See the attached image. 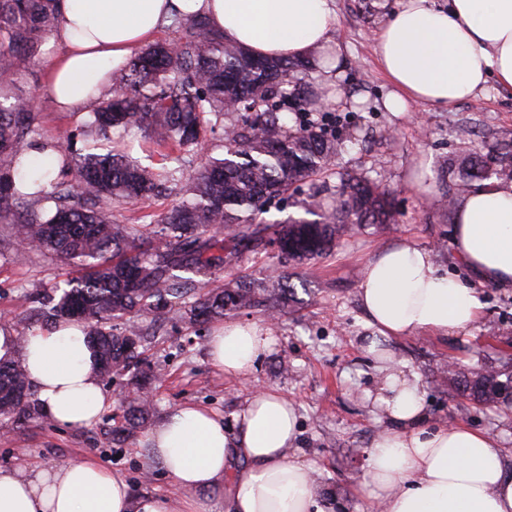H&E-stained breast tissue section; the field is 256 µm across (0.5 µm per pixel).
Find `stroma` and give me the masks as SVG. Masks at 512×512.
Wrapping results in <instances>:
<instances>
[{
    "label": "stroma",
    "mask_w": 512,
    "mask_h": 512,
    "mask_svg": "<svg viewBox=\"0 0 512 512\" xmlns=\"http://www.w3.org/2000/svg\"><path fill=\"white\" fill-rule=\"evenodd\" d=\"M401 0H335L334 39L339 47V75L309 69L307 83L325 88L326 121L342 135L363 138L338 161V172L357 170L383 181L392 192L397 224L365 225L342 238L323 258L297 271L292 284L299 311L270 314L256 310L232 320L263 330L269 346L251 373L229 377L215 367L208 342L212 326H193L170 316L160 329L149 319L136 325L151 333L150 360L162 371L151 386L153 410L130 437L109 441L121 389L108 383L110 404L86 427H65L49 419L22 427L0 423V470L34 471L94 460L122 477L137 496L182 498L183 492L147 454L149 432L171 411L184 405L207 409L238 426L249 396L259 388L292 401L298 416L295 452L314 469L316 497L323 512H373L361 492L365 458L374 439L390 421L372 398L382 379L379 362L366 350L375 330L368 326L358 284L363 267L381 249L407 241L429 250L436 266L451 276L474 283L482 303L478 319L466 330L445 336L419 333L387 338L384 350L416 374L421 382L431 423L455 420L488 431L512 464V411L469 404L459 413L460 395L446 385L443 371L455 364L469 371L481 363L512 357V288L478 284L454 252L453 214L441 207L442 185L453 182L456 166L467 149L488 153L512 140V94L488 83L470 101L454 106L419 102L408 111L392 112L386 102L396 91L378 64L374 44L387 15ZM62 45L44 44L35 66L25 76L38 98L40 140L71 132L89 116L88 109L57 111L47 90L49 58ZM472 129L468 143L458 128ZM281 262L274 249L245 252L242 258L213 274L209 284L223 285L237 274L275 275ZM62 269L48 254L31 253L23 264L0 255V316L15 332L40 329L44 314L28 295L61 280Z\"/></svg>",
    "instance_id": "stroma-1"
}]
</instances>
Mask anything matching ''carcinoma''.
Returning a JSON list of instances; mask_svg holds the SVG:
<instances>
[{
  "mask_svg": "<svg viewBox=\"0 0 512 512\" xmlns=\"http://www.w3.org/2000/svg\"><path fill=\"white\" fill-rule=\"evenodd\" d=\"M57 0H0V223L15 225L10 258L24 262L29 251L55 256L76 272L39 302L51 319L88 328L103 378L132 374L133 390L122 399L123 420L112 436L134 432L151 411L143 385L159 373L144 356L149 334L119 323L134 313L162 325L183 313L192 325L222 320L253 308L283 312L294 306L290 274L273 281L240 277L222 288L182 278L207 276L249 243L269 238L289 265H303L336 238L362 224H394L390 192L360 174L340 175L341 192L313 194L303 202L307 217L285 225L262 215L273 201L288 198L329 171L355 145L314 119L321 92L297 86L302 62L259 60L213 31L202 17H172L180 36L142 49L112 78V93L98 98L91 119L75 134L48 143L51 168L30 154L37 143L31 92L21 86L42 39L56 27ZM293 114V125L281 113ZM224 121L221 153L195 161L212 118ZM142 134L166 149L176 167L143 166L121 151L115 136ZM180 174L181 196L150 222L122 224L112 206L150 201ZM488 180L512 183V140L489 157L476 153L458 163L453 194L464 196ZM55 204L46 215L44 204ZM448 381L470 400L495 407L512 400V362L480 366L468 374L448 367ZM39 418L24 365L0 358V422L18 427Z\"/></svg>",
  "mask_w": 512,
  "mask_h": 512,
  "instance_id": "cac0c4a2",
  "label": "carcinoma"
}]
</instances>
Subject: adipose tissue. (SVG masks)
<instances>
[{
    "mask_svg": "<svg viewBox=\"0 0 512 512\" xmlns=\"http://www.w3.org/2000/svg\"><path fill=\"white\" fill-rule=\"evenodd\" d=\"M204 17L211 29L268 59L301 60L332 43L334 0H60L54 41L64 53L48 70L60 110L93 103L112 70L174 14ZM375 54L396 86L395 111L410 103L452 104L488 81L512 92V0H405L378 31ZM458 258L480 279L512 286V188L485 183L455 206ZM367 321L382 336L462 331L478 318L474 288L439 270L427 250L404 242L381 250L359 282ZM0 326V357L19 353L43 414L82 427L108 405L95 350L83 325L63 321L16 348ZM210 354L226 375L250 372L268 347L260 328L227 322ZM375 396L391 428L367 452L364 488L375 512H512V472L493 438L462 423L426 420L417 376L384 358ZM298 435L292 402L257 391L237 430L203 409L169 413L147 437L148 455L190 500L134 496L119 476L92 461L30 473L0 472V512H312L313 469L290 457Z\"/></svg>",
    "mask_w": 512,
    "mask_h": 512,
    "instance_id": "1",
    "label": "adipose tissue"
}]
</instances>
